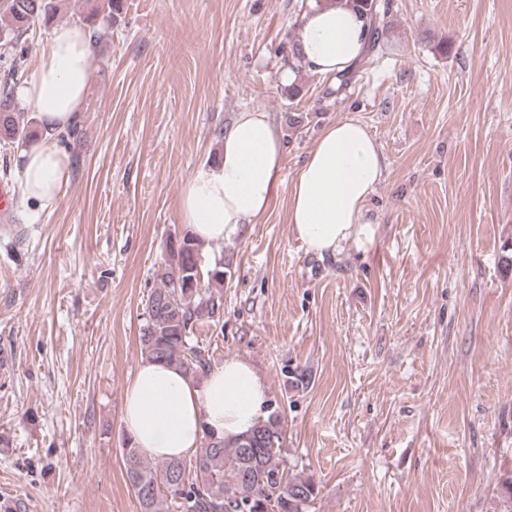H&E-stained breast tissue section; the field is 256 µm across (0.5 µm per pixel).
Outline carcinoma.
<instances>
[{
    "label": "carcinoma",
    "mask_w": 512,
    "mask_h": 512,
    "mask_svg": "<svg viewBox=\"0 0 512 512\" xmlns=\"http://www.w3.org/2000/svg\"><path fill=\"white\" fill-rule=\"evenodd\" d=\"M83 23L94 29L109 25L120 13L121 0H89ZM360 12L369 22L368 43L380 35L378 5L371 0H336ZM58 0H0V36L13 41L12 51L29 50L25 35L31 25L51 23ZM32 121L19 111L10 89L0 91V138L22 146L33 143ZM168 261L158 270L159 286L150 295L141 328L146 359L179 367L195 378L210 366L209 350L193 341L194 324L202 313L220 312L223 298L214 289L224 285V261L202 271L200 247L187 234L168 238ZM127 480L140 512H309L318 488L301 474L289 475L283 457V435L275 415L233 444L209 433L193 459L148 460L131 439L123 443ZM503 512H512V471L500 477Z\"/></svg>",
    "instance_id": "carcinoma-1"
}]
</instances>
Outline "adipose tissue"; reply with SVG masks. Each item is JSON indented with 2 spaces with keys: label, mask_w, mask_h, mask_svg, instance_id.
<instances>
[{
  "label": "adipose tissue",
  "mask_w": 512,
  "mask_h": 512,
  "mask_svg": "<svg viewBox=\"0 0 512 512\" xmlns=\"http://www.w3.org/2000/svg\"><path fill=\"white\" fill-rule=\"evenodd\" d=\"M364 20L351 10L312 9L302 16L297 61L333 75L348 71L365 51ZM94 45L78 24L54 27L39 52L34 76L15 90L44 129L19 153L20 200L39 214L54 206L70 181L57 136L71 126L86 98ZM284 142L268 113L238 112L225 129L216 159L181 189L179 219L203 247L221 246L240 224L262 218L271 206ZM384 170V156L361 122L327 126L289 190L288 222L306 250L335 254L344 244L371 238L366 204ZM264 377L249 362L227 360L200 378L176 367L141 361L123 393L122 423L149 458H183L201 447L204 433L231 442L269 416Z\"/></svg>",
  "instance_id": "1"
}]
</instances>
